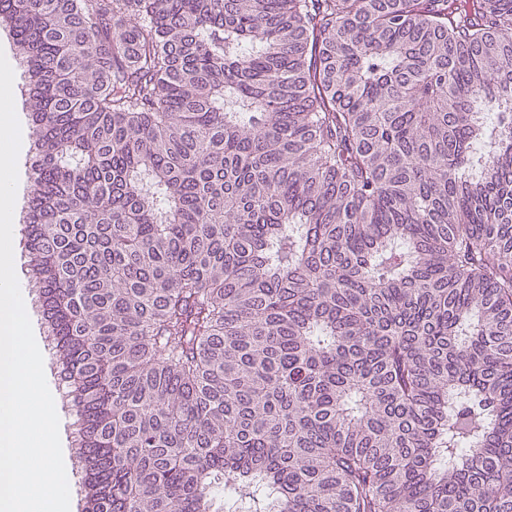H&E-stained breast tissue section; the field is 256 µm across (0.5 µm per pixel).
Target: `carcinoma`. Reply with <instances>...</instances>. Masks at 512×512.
<instances>
[{
    "label": "carcinoma",
    "instance_id": "1",
    "mask_svg": "<svg viewBox=\"0 0 512 512\" xmlns=\"http://www.w3.org/2000/svg\"><path fill=\"white\" fill-rule=\"evenodd\" d=\"M92 512H512V0H0Z\"/></svg>",
    "mask_w": 512,
    "mask_h": 512
}]
</instances>
